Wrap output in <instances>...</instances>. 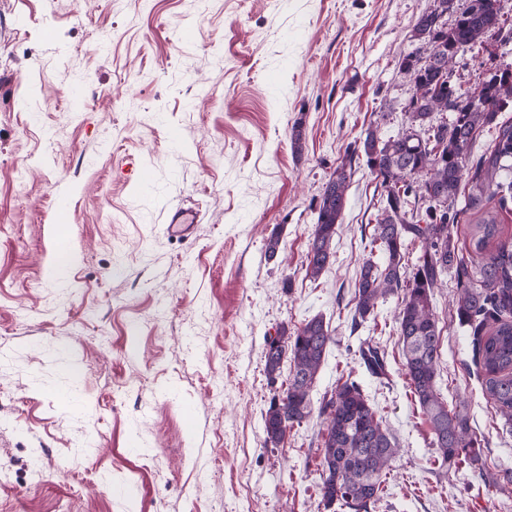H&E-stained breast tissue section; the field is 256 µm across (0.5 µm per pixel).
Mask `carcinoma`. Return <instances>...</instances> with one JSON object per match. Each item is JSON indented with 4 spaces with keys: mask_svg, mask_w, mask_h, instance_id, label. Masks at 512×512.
<instances>
[{
    "mask_svg": "<svg viewBox=\"0 0 512 512\" xmlns=\"http://www.w3.org/2000/svg\"><path fill=\"white\" fill-rule=\"evenodd\" d=\"M454 0H433L412 33V49L399 62L414 84L403 107L407 127L386 137L380 126L346 148L325 184L316 207V222L307 253V274L318 278L333 257L332 243L342 223L353 173L366 165L380 179V209L372 248L385 256L359 267L354 285V319L366 321L380 302L398 297L395 314L405 375L414 401L429 423L442 460L450 467L478 460L481 444L471 432L466 406L448 408L436 387L441 330L432 306L433 289L454 273L453 304L458 323L472 333L474 362L483 394L495 413L512 424V244L499 241L498 214L487 208L492 197L512 198V64H483L481 79L461 91L457 74L467 56L496 35L512 41V27L487 0H468L453 24L445 15ZM496 130L491 148L467 170V154L477 132ZM468 193L464 207L478 215L470 226V246L478 262L458 256L452 230L459 214L461 183ZM421 243L423 253L406 274L407 240ZM332 330L315 316L293 333L281 330L266 342L265 368L270 378L289 358L286 388L271 398L265 417L266 440L274 445L285 427L299 425L313 411L311 394ZM359 353L372 375L386 374L385 354L373 345ZM322 501L342 512H370L382 497L397 454L396 443L371 406L361 384L348 379L321 402Z\"/></svg>",
    "mask_w": 512,
    "mask_h": 512,
    "instance_id": "carcinoma-1",
    "label": "carcinoma"
}]
</instances>
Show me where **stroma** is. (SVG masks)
Wrapping results in <instances>:
<instances>
[{
  "label": "stroma",
  "mask_w": 512,
  "mask_h": 512,
  "mask_svg": "<svg viewBox=\"0 0 512 512\" xmlns=\"http://www.w3.org/2000/svg\"><path fill=\"white\" fill-rule=\"evenodd\" d=\"M431 2L0 0V512H327L321 418L277 445L264 428L289 373L269 379L266 342L316 315L335 342L313 402L356 380L399 447L372 512H512V425L482 395L454 278L433 295L437 387L470 409L471 469L438 463L396 297L352 322L381 192L367 167L331 264L306 271L346 146L380 113L385 135L405 122L399 61ZM176 206L190 237L166 230ZM359 353L367 371L372 375H386L385 353H381L378 347L365 343L360 346Z\"/></svg>",
  "instance_id": "35a3bbf8"
}]
</instances>
